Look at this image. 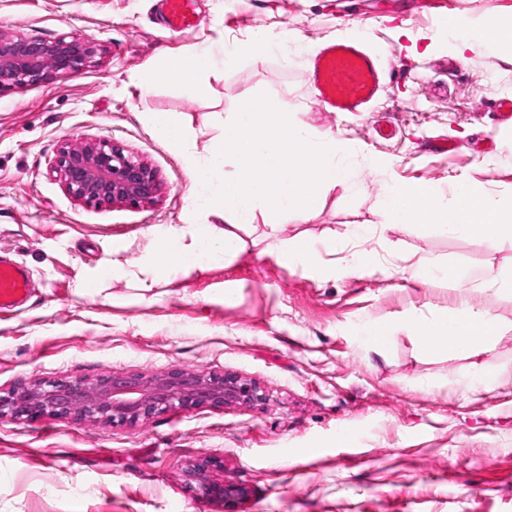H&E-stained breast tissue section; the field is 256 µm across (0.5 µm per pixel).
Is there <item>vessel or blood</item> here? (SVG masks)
<instances>
[{
    "label": "vessel or blood",
    "mask_w": 512,
    "mask_h": 512,
    "mask_svg": "<svg viewBox=\"0 0 512 512\" xmlns=\"http://www.w3.org/2000/svg\"><path fill=\"white\" fill-rule=\"evenodd\" d=\"M168 25L174 30L196 26L191 0H166ZM381 62L364 52L356 39L326 44L312 61L316 100L329 112H354L371 102L381 81ZM26 266L0 254V314L22 307L31 293Z\"/></svg>",
    "instance_id": "obj_1"
}]
</instances>
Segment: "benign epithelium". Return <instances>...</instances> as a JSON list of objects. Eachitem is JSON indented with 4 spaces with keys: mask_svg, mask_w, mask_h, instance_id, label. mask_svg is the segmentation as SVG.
Listing matches in <instances>:
<instances>
[{
    "mask_svg": "<svg viewBox=\"0 0 512 512\" xmlns=\"http://www.w3.org/2000/svg\"><path fill=\"white\" fill-rule=\"evenodd\" d=\"M100 54L97 44L75 35L44 39L0 31V94L65 79L88 68ZM75 198L99 206L138 207L157 201L162 183L139 157L111 140L64 143L51 165ZM265 393L237 375H204L173 369L151 377L113 372L94 379L31 381L0 391V419L51 417L99 423H144L157 414L203 406L255 405ZM212 462L203 459L185 470L187 484L203 498L239 512L248 490L233 480L210 478Z\"/></svg>",
    "mask_w": 512,
    "mask_h": 512,
    "instance_id": "benign-epithelium-1",
    "label": "benign epithelium"
}]
</instances>
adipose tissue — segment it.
I'll list each match as a JSON object with an SVG mask.
<instances>
[{
  "mask_svg": "<svg viewBox=\"0 0 512 512\" xmlns=\"http://www.w3.org/2000/svg\"><path fill=\"white\" fill-rule=\"evenodd\" d=\"M448 27L460 35L456 52L477 42L512 63V15L493 14L479 20L452 17ZM276 45V40L263 35L239 42L233 53L221 59L202 51L186 63L162 54L141 85L147 88L161 81L205 95L209 92L207 77L217 67L229 68L245 58L264 62ZM378 214L382 226L427 224L451 235L477 237L492 252L502 242L512 241V195H493L467 181L457 182L449 204L442 203L434 187L422 181L389 185L378 201ZM413 331L422 351L472 357L485 352L502 335L503 324L490 311L463 304L437 321L414 326Z\"/></svg>",
  "mask_w": 512,
  "mask_h": 512,
  "instance_id": "1",
  "label": "adipose tissue"
}]
</instances>
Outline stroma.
Wrapping results in <instances>:
<instances>
[{
    "mask_svg": "<svg viewBox=\"0 0 512 512\" xmlns=\"http://www.w3.org/2000/svg\"><path fill=\"white\" fill-rule=\"evenodd\" d=\"M166 0H0V30L84 36L102 50L77 76L0 95V251L35 282L21 311L0 315V387L35 379L151 376L176 368L255 382L258 406L199 407L136 426L0 420V512H224L185 486L187 464L243 484L245 512H512V384L470 389L474 368L512 367V242L488 254L475 238L428 225L380 227L386 185L420 180L443 200L464 177L512 194V63L475 44L448 47V17L512 13V0H194L195 28L166 25ZM282 41L264 62L209 77L205 96L140 78L159 54L222 55L256 34ZM383 55V87L362 112H327L314 98L311 56L347 35ZM285 97L312 138L335 136L386 167L359 165L358 193L331 191L308 221L280 235L316 241L324 260L354 249L378 268L328 277L269 249L264 222L242 231L228 263L158 274L142 289L151 231L188 222L191 179L143 115L171 112L205 148L243 91ZM108 139L158 174L156 203L97 207L50 170L62 143ZM368 225L360 240L351 228ZM421 258L501 279L426 284ZM122 272L109 275L113 263ZM468 303L504 322L475 358L417 347L409 327ZM389 326L372 349L360 325Z\"/></svg>",
    "mask_w": 512,
    "mask_h": 512,
    "instance_id": "obj_1",
    "label": "stroma"
}]
</instances>
